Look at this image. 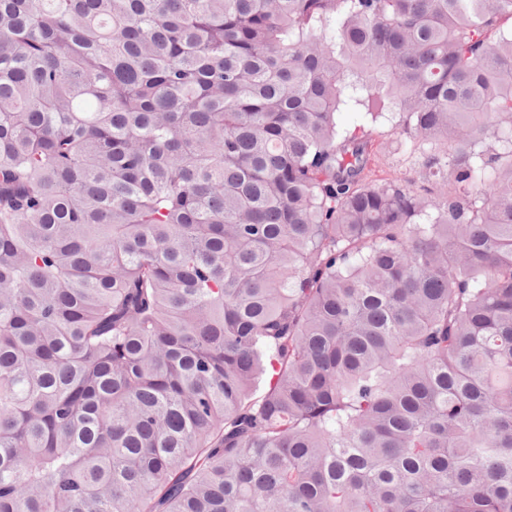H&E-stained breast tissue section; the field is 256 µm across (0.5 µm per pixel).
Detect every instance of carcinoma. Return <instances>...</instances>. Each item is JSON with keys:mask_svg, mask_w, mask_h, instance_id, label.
I'll return each mask as SVG.
<instances>
[{"mask_svg": "<svg viewBox=\"0 0 512 512\" xmlns=\"http://www.w3.org/2000/svg\"><path fill=\"white\" fill-rule=\"evenodd\" d=\"M505 17L0 0V512H512ZM342 128L366 127L371 130L369 178L376 182H389L395 179L421 189L428 186L419 162V152L412 147L390 118L376 124L367 122L362 112L344 111L338 115Z\"/></svg>", "mask_w": 512, "mask_h": 512, "instance_id": "1", "label": "carcinoma"}]
</instances>
